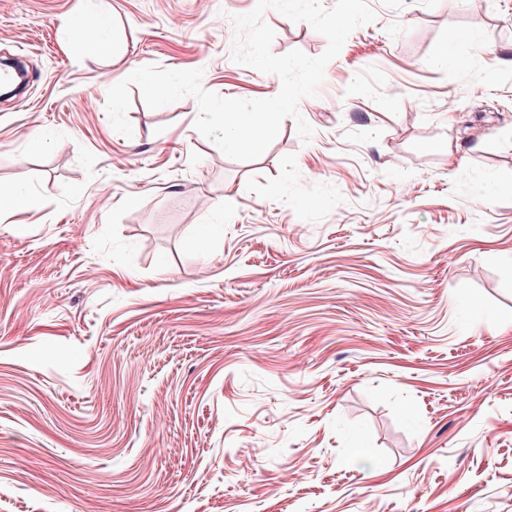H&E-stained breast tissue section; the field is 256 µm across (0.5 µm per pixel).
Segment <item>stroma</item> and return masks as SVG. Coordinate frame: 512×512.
Wrapping results in <instances>:
<instances>
[{
	"label": "stroma",
	"mask_w": 512,
	"mask_h": 512,
	"mask_svg": "<svg viewBox=\"0 0 512 512\" xmlns=\"http://www.w3.org/2000/svg\"><path fill=\"white\" fill-rule=\"evenodd\" d=\"M109 2L117 62L67 36L84 0H0L31 101L0 99V187L42 200L0 208V512H512V0H369L310 140L252 161L194 97L131 87L129 137L106 103L150 64L272 97L232 59L256 0ZM7 199L6 204L12 210L18 213H27L39 209L40 199L38 195L28 189L9 188L3 190L0 188V201L2 207V198Z\"/></svg>",
	"instance_id": "stroma-1"
}]
</instances>
